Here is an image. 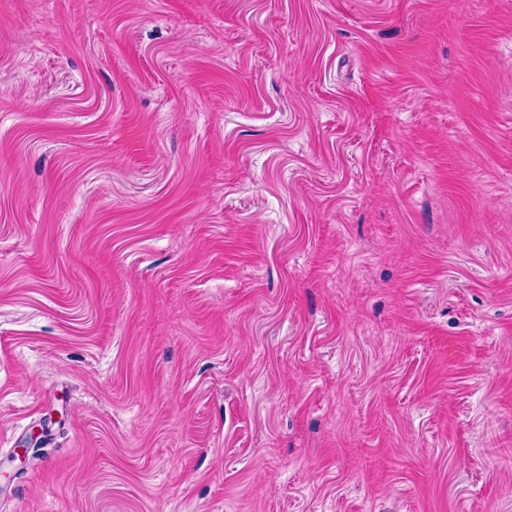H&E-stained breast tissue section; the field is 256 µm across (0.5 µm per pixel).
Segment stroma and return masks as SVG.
Listing matches in <instances>:
<instances>
[{
    "label": "stroma",
    "instance_id": "stroma-1",
    "mask_svg": "<svg viewBox=\"0 0 512 512\" xmlns=\"http://www.w3.org/2000/svg\"><path fill=\"white\" fill-rule=\"evenodd\" d=\"M0 512H512V0H0Z\"/></svg>",
    "mask_w": 512,
    "mask_h": 512
}]
</instances>
